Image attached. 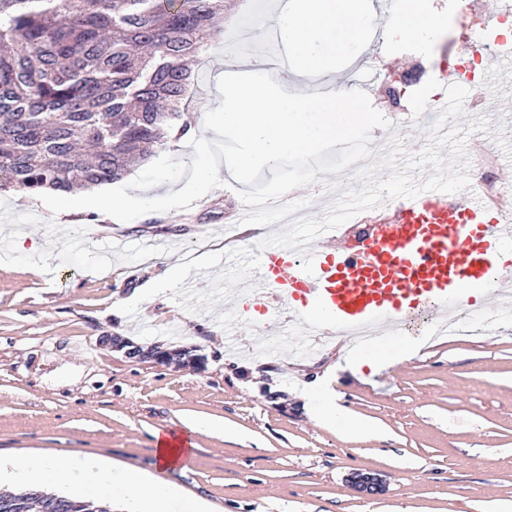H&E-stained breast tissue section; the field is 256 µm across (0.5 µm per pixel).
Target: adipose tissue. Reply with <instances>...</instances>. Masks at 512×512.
Returning <instances> with one entry per match:
<instances>
[{
	"mask_svg": "<svg viewBox=\"0 0 512 512\" xmlns=\"http://www.w3.org/2000/svg\"><path fill=\"white\" fill-rule=\"evenodd\" d=\"M408 3L392 21L391 31L404 39H417L440 28V19L426 14L424 0ZM366 15L362 0H291L288 10L274 17L271 26L280 40L287 42L296 70L320 72L335 68L361 41ZM0 474L16 489L36 481L44 485H89L103 495L116 485L149 491L158 500L168 499L170 494L169 489L152 485L138 469H114L94 460L63 465L29 456L0 462Z\"/></svg>",
	"mask_w": 512,
	"mask_h": 512,
	"instance_id": "obj_1",
	"label": "adipose tissue"
}]
</instances>
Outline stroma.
<instances>
[{
    "mask_svg": "<svg viewBox=\"0 0 512 512\" xmlns=\"http://www.w3.org/2000/svg\"><path fill=\"white\" fill-rule=\"evenodd\" d=\"M281 0H232L221 31L251 16L267 27ZM352 57L328 72V85L359 78L357 66H381L367 94L393 122L405 147L426 143V120H413L409 70L436 74L442 55L471 54L451 26L410 54L385 23L367 26ZM283 50L257 39L238 49L224 42L193 62L188 119L203 128L222 100L216 81L234 67L256 71L258 58ZM489 126L488 158L512 178V83L471 87ZM231 185L206 193L185 210L152 212L133 223L94 209L74 215L87 247L111 259L92 273L51 259L52 273L0 265V458L31 455L61 462L88 458L114 468L130 465L175 489L169 512H512V298L467 316V330L439 338L414 327L373 346L326 343L304 354L300 336L264 354L262 340L277 328L272 315L217 304L191 312L158 295L143 309L119 310L116 300L162 277L168 266L231 248H255L258 236L226 241ZM16 214L62 224L37 195L0 192ZM42 226L30 233L54 246ZM135 342L200 346L205 371L132 362L101 345L103 335ZM378 359L377 368L366 367ZM273 383L280 398L262 391ZM192 418L221 423L194 435L189 456L160 470L156 432L184 433ZM377 475L383 493L365 496L352 473Z\"/></svg>",
    "mask_w": 512,
    "mask_h": 512,
    "instance_id": "obj_1",
    "label": "stroma"
}]
</instances>
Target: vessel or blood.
<instances>
[{"label": "vessel or blood", "mask_w": 512, "mask_h": 512, "mask_svg": "<svg viewBox=\"0 0 512 512\" xmlns=\"http://www.w3.org/2000/svg\"><path fill=\"white\" fill-rule=\"evenodd\" d=\"M338 239L330 231L311 243L310 274L299 253L266 247L260 286L248 292L246 305L282 310L289 327L309 337L328 325L340 336L378 338L423 314L447 329L469 304L464 287L482 289L488 305L512 286V265L498 259L512 226L491 216L475 186L396 199L388 222L375 225L355 254L336 248Z\"/></svg>", "instance_id": "b4317fda"}]
</instances>
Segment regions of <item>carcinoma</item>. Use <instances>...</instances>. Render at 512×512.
Segmentation results:
<instances>
[{"label":"carcinoma","mask_w":512,"mask_h":512,"mask_svg":"<svg viewBox=\"0 0 512 512\" xmlns=\"http://www.w3.org/2000/svg\"><path fill=\"white\" fill-rule=\"evenodd\" d=\"M223 12L224 0H0V191L114 183L186 133L190 64ZM156 348L206 368L192 347ZM112 510L46 486L0 493V512Z\"/></svg>","instance_id":"1"}]
</instances>
